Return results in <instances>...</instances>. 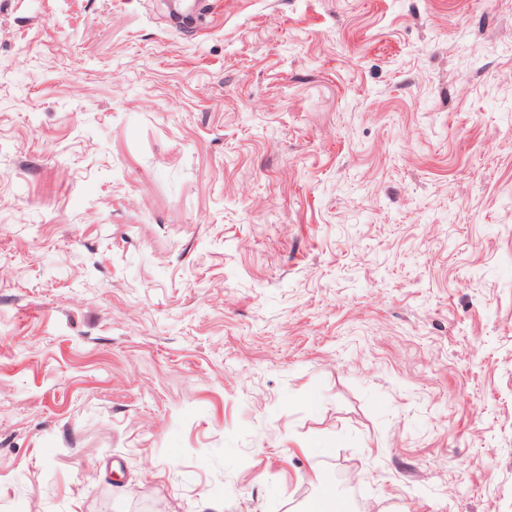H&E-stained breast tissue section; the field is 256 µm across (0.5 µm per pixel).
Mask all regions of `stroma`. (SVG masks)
I'll return each mask as SVG.
<instances>
[{
  "instance_id": "35a3bbf8",
  "label": "stroma",
  "mask_w": 512,
  "mask_h": 512,
  "mask_svg": "<svg viewBox=\"0 0 512 512\" xmlns=\"http://www.w3.org/2000/svg\"><path fill=\"white\" fill-rule=\"evenodd\" d=\"M207 2L0 0V512H512V0Z\"/></svg>"
}]
</instances>
